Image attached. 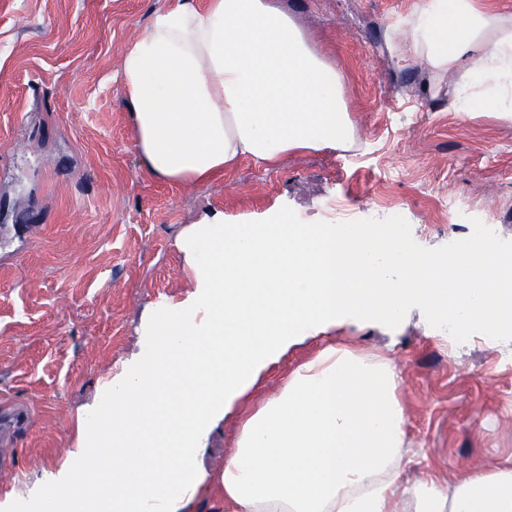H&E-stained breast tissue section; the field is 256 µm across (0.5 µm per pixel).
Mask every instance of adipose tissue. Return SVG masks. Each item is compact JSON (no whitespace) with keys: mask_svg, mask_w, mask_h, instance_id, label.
Listing matches in <instances>:
<instances>
[{"mask_svg":"<svg viewBox=\"0 0 512 512\" xmlns=\"http://www.w3.org/2000/svg\"><path fill=\"white\" fill-rule=\"evenodd\" d=\"M393 55L452 83L451 111L512 120V15L482 0H416ZM122 86L143 170L200 186L248 158L352 146L335 61L272 0H165L130 43ZM176 245L190 291L152 312L136 361L78 420L53 512H190L213 426L262 371L338 320L398 324L414 305L465 333L512 334V258L491 238L416 253L396 225L228 224L202 215ZM388 359L330 343L241 426L218 485L224 512H512V456L451 483H401L405 414Z\"/></svg>","mask_w":512,"mask_h":512,"instance_id":"obj_1","label":"adipose tissue"}]
</instances>
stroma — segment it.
Wrapping results in <instances>:
<instances>
[{
    "label": "stroma",
    "instance_id": "obj_1",
    "mask_svg": "<svg viewBox=\"0 0 512 512\" xmlns=\"http://www.w3.org/2000/svg\"><path fill=\"white\" fill-rule=\"evenodd\" d=\"M274 2L336 60L355 142L276 166L244 160L187 187L141 168L119 80L159 0H0V397L33 411L0 469V512H33L47 477L65 469L78 417L138 352L147 309L185 297L176 237L201 214L330 224L340 200L352 223L382 224L393 207L427 254L466 235L441 209L459 198L512 250V124L449 111L426 68L397 64L384 31L411 0ZM331 336L397 366L404 479L450 481L512 455V339L452 348L418 308L395 326L352 319ZM319 346L301 339L264 370L213 429L205 471L223 470L244 417Z\"/></svg>",
    "mask_w": 512,
    "mask_h": 512
}]
</instances>
